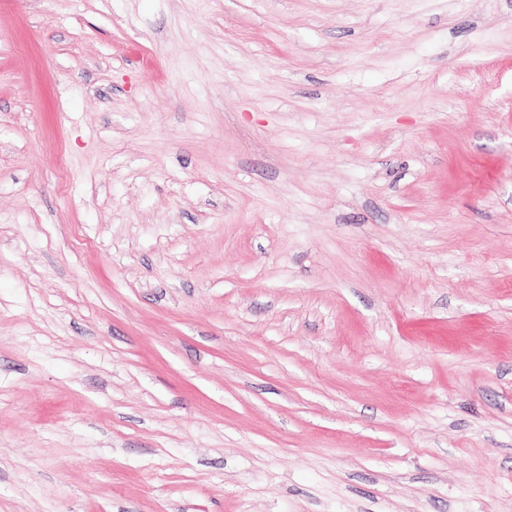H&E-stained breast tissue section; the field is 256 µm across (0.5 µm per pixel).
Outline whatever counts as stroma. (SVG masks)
<instances>
[{
  "label": "stroma",
  "instance_id": "obj_1",
  "mask_svg": "<svg viewBox=\"0 0 512 512\" xmlns=\"http://www.w3.org/2000/svg\"><path fill=\"white\" fill-rule=\"evenodd\" d=\"M0 512H512V0H0Z\"/></svg>",
  "mask_w": 512,
  "mask_h": 512
}]
</instances>
